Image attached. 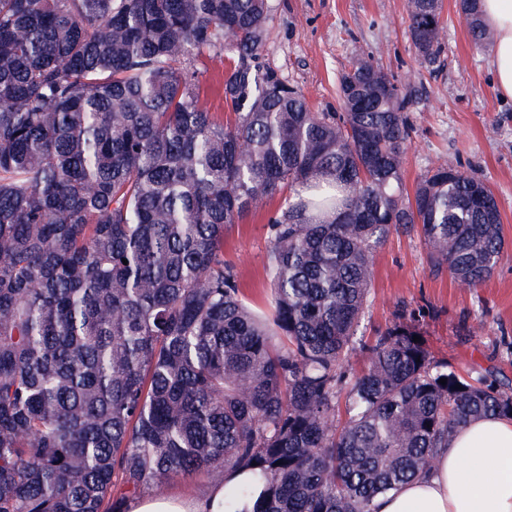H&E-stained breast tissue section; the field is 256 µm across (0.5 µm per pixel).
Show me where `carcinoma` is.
I'll return each mask as SVG.
<instances>
[{"mask_svg": "<svg viewBox=\"0 0 512 512\" xmlns=\"http://www.w3.org/2000/svg\"><path fill=\"white\" fill-rule=\"evenodd\" d=\"M479 2L459 19L482 45ZM405 11L436 63L440 0ZM270 20V0H0V512H123L237 467L266 486L252 512H372L458 427L512 419L511 395L434 360L403 315L346 380L389 235L473 289L504 256L501 214L445 163L405 193L409 84L358 54L341 111L314 112L261 62ZM205 55L229 60L225 123ZM287 186L259 312L224 232ZM227 62L224 57L215 58L208 62V72L200 77L203 87L206 89L208 107L210 112H215L218 118H226L228 112L224 111V102L218 93V82Z\"/></svg>", "mask_w": 512, "mask_h": 512, "instance_id": "cac0c4a2", "label": "carcinoma"}]
</instances>
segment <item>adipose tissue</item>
<instances>
[{
	"label": "adipose tissue",
	"mask_w": 512,
	"mask_h": 512,
	"mask_svg": "<svg viewBox=\"0 0 512 512\" xmlns=\"http://www.w3.org/2000/svg\"><path fill=\"white\" fill-rule=\"evenodd\" d=\"M482 19L496 33L490 64L497 91L512 97V0H481ZM247 484L250 500L225 505L227 488ZM263 492L250 470L227 471L204 490L177 488L127 500L126 512H251ZM374 512H512V420L481 418L456 429L429 473L377 497Z\"/></svg>",
	"instance_id": "obj_1"
}]
</instances>
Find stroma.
<instances>
[{
  "instance_id": "1",
  "label": "stroma",
  "mask_w": 512,
  "mask_h": 512,
  "mask_svg": "<svg viewBox=\"0 0 512 512\" xmlns=\"http://www.w3.org/2000/svg\"><path fill=\"white\" fill-rule=\"evenodd\" d=\"M271 7L262 61L314 111H339V79L355 54L411 77L417 105L404 161L407 193L428 170L451 163L483 179L498 201L505 256L474 290L434 272L417 235L391 234L374 260L361 334L372 340L399 314L415 313L435 359L512 395V98L495 88L489 45L474 44L459 24L460 0H442L444 49L433 65L413 47L405 0H271ZM281 204L273 199L224 235V259L253 304L269 295L267 224Z\"/></svg>"
}]
</instances>
